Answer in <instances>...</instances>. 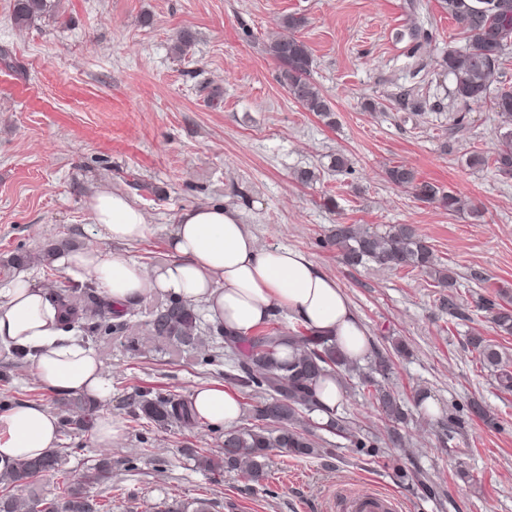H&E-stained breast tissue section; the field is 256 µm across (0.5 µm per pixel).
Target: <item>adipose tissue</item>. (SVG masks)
<instances>
[{"label":"adipose tissue","mask_w":512,"mask_h":512,"mask_svg":"<svg viewBox=\"0 0 512 512\" xmlns=\"http://www.w3.org/2000/svg\"><path fill=\"white\" fill-rule=\"evenodd\" d=\"M88 218L112 242L134 243L150 232L143 211L126 194L101 190L87 204ZM169 258L154 269L108 250H64L57 267L74 279L96 281L115 309L153 292L203 304L210 320L244 336L279 309L313 336L336 339L353 360L369 351V332L346 292L305 253L261 246L232 205L183 210L168 238ZM0 344L26 351L36 381L59 393L107 401L111 383L94 351L65 335L63 316L46 289L20 278L0 289ZM200 420L233 426L239 396L221 385L195 388ZM59 441L56 417L42 405H17L0 414V471L20 459L51 452Z\"/></svg>","instance_id":"obj_1"}]
</instances>
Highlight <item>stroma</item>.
<instances>
[{
    "instance_id": "35a3bbf8",
    "label": "stroma",
    "mask_w": 512,
    "mask_h": 512,
    "mask_svg": "<svg viewBox=\"0 0 512 512\" xmlns=\"http://www.w3.org/2000/svg\"><path fill=\"white\" fill-rule=\"evenodd\" d=\"M64 0L65 12L16 26L13 0H0V289L17 277L57 293L73 281L37 254L64 245L109 250L145 267L167 261L166 239L184 209L239 207L259 243L307 253L334 277L370 332L371 349L392 360L390 385L407 418L392 424L373 389L348 375L337 409L375 452L351 445L306 412L300 425L319 454L276 448L261 480L239 471H204L224 429H186L134 420L140 390L189 398L194 388L228 385L232 360L213 335L190 348L153 337L148 323L168 303L157 293L125 308L122 332L74 336L92 348L112 383L98 414L121 419L123 435L98 444L92 429L60 426L58 450L69 475L99 459L112 464V512H155L157 503L211 498L213 512H341L342 494L367 489L396 512H512V392L502 391L471 352L481 335L512 364V336L495 332L483 300L512 299V178L472 155L493 157L497 118L489 107L455 101L441 52L464 43L438 0ZM308 24L312 77L331 101L334 125L307 112L280 84L264 46L285 16ZM432 42L413 50L408 28ZM193 36L182 55L180 32ZM426 99L418 115L397 105L405 90ZM463 126H455L457 116ZM346 154L347 174L329 168ZM405 164L420 179L469 202L451 214L389 183L386 167ZM319 172L303 185L294 174ZM128 195L151 228L138 242L107 241L90 224L99 190ZM376 231L413 224L453 272L463 312L449 319L441 290L419 270L346 266L327 237L336 222ZM69 395L39 385L28 360L0 348V413L21 403L64 417ZM432 402L435 410L423 409ZM481 403L486 419L471 415ZM420 471L435 496L399 479Z\"/></svg>"
}]
</instances>
